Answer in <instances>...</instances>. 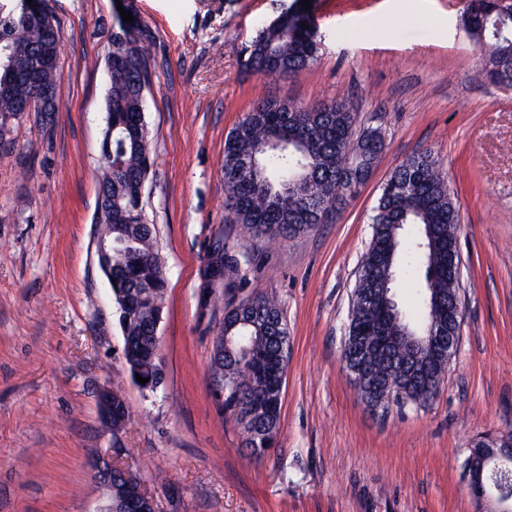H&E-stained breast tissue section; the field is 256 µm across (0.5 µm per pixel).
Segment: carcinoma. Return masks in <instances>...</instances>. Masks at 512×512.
Instances as JSON below:
<instances>
[{
	"instance_id": "obj_1",
	"label": "carcinoma",
	"mask_w": 512,
	"mask_h": 512,
	"mask_svg": "<svg viewBox=\"0 0 512 512\" xmlns=\"http://www.w3.org/2000/svg\"><path fill=\"white\" fill-rule=\"evenodd\" d=\"M480 14L463 25L484 56V81L512 87V17L492 8V0H470ZM61 31L44 0L0 4V142L14 146L16 124L44 84L58 81ZM314 11L302 0H281L274 18L260 27L242 49L244 65L268 76L304 69L317 52ZM112 86L105 95L99 190L109 204L95 214L96 233L112 242L100 270L112 273V298L122 335L132 339L125 355L130 376L139 375L152 392L161 383L164 363L155 355L167 291L164 261L155 225L148 220L141 189L154 176L153 144L145 121L149 86L147 51L136 21L115 18L112 31ZM385 149L376 128L359 130L356 113L342 101L307 105L268 97L229 132L224 141L226 222L269 241L295 237L325 222L336 202L353 197L371 175ZM372 236L363 255L348 314L350 349L373 332L367 324L375 308L367 299L391 305L396 316L384 319L382 335L404 329L424 335L448 323V302L459 296L457 231L460 206L437 160L428 150L406 156L386 180L371 218ZM221 270L209 274L208 294L230 288L251 268L250 255L226 239L213 246ZM413 276L418 307L408 310L394 288L400 274ZM210 370L221 412L241 425L245 446L265 451L267 434L279 432L278 372L288 327L273 295L229 302L213 337ZM367 386L359 390L369 403L425 405L437 392L442 359L428 350L410 352L379 345L369 350ZM248 412L264 431L242 423ZM130 486L112 470V500Z\"/></svg>"
}]
</instances>
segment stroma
<instances>
[{"label":"stroma","mask_w":512,"mask_h":512,"mask_svg":"<svg viewBox=\"0 0 512 512\" xmlns=\"http://www.w3.org/2000/svg\"><path fill=\"white\" fill-rule=\"evenodd\" d=\"M314 64L285 79L240 50L276 0H45L60 25L59 110L22 119L0 151V512H96L90 469L112 456L158 512H475L465 450L512 429V88L481 80L465 0H312ZM147 50L145 120L156 178L147 216L168 290L158 394L130 379L93 216L106 56L119 10ZM350 104L385 149L358 195L294 238L258 239L225 221L224 140L267 97ZM428 150L460 204L458 351L425 406L373 411L342 347L382 184ZM249 252L232 290L200 297L217 238ZM276 296L290 336L281 428L252 456L210 392L212 338L228 302ZM120 392L112 432L97 392Z\"/></svg>","instance_id":"stroma-1"}]
</instances>
